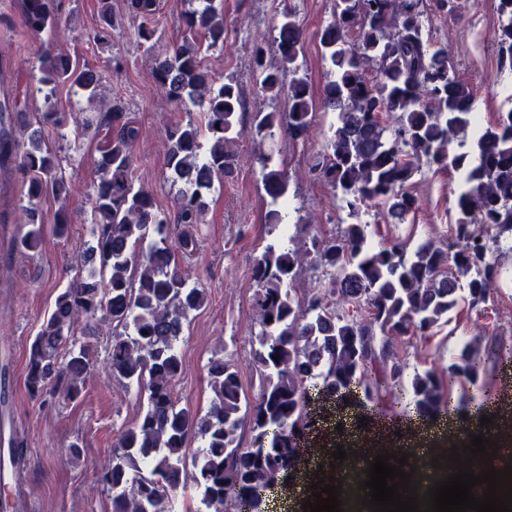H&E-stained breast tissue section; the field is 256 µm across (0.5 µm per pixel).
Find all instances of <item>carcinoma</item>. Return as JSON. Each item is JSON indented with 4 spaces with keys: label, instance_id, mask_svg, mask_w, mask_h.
I'll use <instances>...</instances> for the list:
<instances>
[{
    "label": "carcinoma",
    "instance_id": "1",
    "mask_svg": "<svg viewBox=\"0 0 512 512\" xmlns=\"http://www.w3.org/2000/svg\"><path fill=\"white\" fill-rule=\"evenodd\" d=\"M22 7L35 35L53 33L62 22V0H22ZM496 10L498 60L511 71L512 0H496ZM127 11L139 22L138 43L156 57L159 87L171 101L204 110L202 127L179 121L167 127L168 165L191 187L176 206V222L186 226L179 249L190 253L206 194L214 182L233 178L242 136L241 89L230 79L216 84L201 58L203 48L224 45V10L215 0H199L182 16L184 42L166 48L157 46L150 26L159 0H127ZM100 13L102 24L91 35L98 43L111 37L109 0H101ZM276 31L279 63L266 64L260 46L254 63L261 89L273 100L287 95L288 111L252 114L249 135L259 144L282 128L298 143L315 118L310 84L300 72L304 43L295 15L283 14ZM319 45L332 65L320 100L336 122L309 172L345 203L349 216L374 205L396 224L416 210L411 184L420 163L458 174V212L448 242L427 240L411 252L400 245L375 248L367 244L368 225L353 223L337 234L316 230L300 248L267 244L252 266L259 393L250 397L235 365L215 358L207 367L211 405L203 415L194 413L178 406L173 387L182 370L184 324L204 306L206 289L183 274L169 242L170 217L149 191L134 186L135 121L117 103L101 110L95 127L105 133V146L89 196L91 243L80 255L83 274L58 293L35 333L25 385L32 398L78 400L91 359L88 346L77 344V330L94 322L112 327V377L146 396L139 419L120 435L98 476L112 491V512H167L188 460L200 505L224 512L246 500L260 512L264 492L287 477L302 442L321 425L309 409L310 388L373 410L387 398H404L418 416L431 418L463 409L468 385L512 359V341L491 336L483 346L465 344L444 378L410 375L390 342L408 332L425 336L459 306L477 308L498 288L501 242L512 239V110L472 132L473 89L458 76L447 48L430 42L423 0H334ZM39 62L47 97L68 83L97 95L100 70L49 43ZM367 64L375 76L367 75ZM13 112L19 128L0 125V154L26 177L20 246L37 251L43 243L39 203L68 187L18 96L5 93L0 113ZM257 160L274 205L266 223L278 229L276 205L287 195L289 175L270 154L261 152ZM304 264L317 273L318 288L299 295L291 285ZM245 421L252 434L246 448L240 435ZM198 437L204 445L190 456V440Z\"/></svg>",
    "mask_w": 512,
    "mask_h": 512
}]
</instances>
